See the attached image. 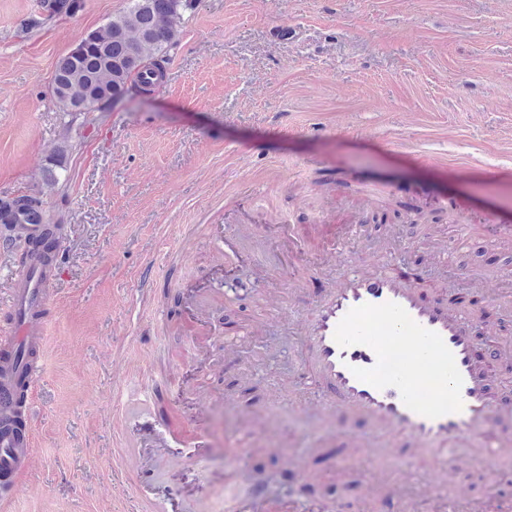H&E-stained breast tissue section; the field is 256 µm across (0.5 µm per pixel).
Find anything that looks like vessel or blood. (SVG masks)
I'll return each instance as SVG.
<instances>
[{"label":"vessel or blood","instance_id":"vessel-or-blood-1","mask_svg":"<svg viewBox=\"0 0 512 512\" xmlns=\"http://www.w3.org/2000/svg\"><path fill=\"white\" fill-rule=\"evenodd\" d=\"M63 238L55 224L0 226V249L11 252L15 264L10 306L0 318L1 504L18 493L17 478L32 460L34 402L28 392L41 374L48 305L60 276L55 249ZM407 247L404 240L352 254L336 247L308 310L270 300L267 320L304 336L313 374L309 382L278 384L272 399L313 408L329 422L346 414L351 425L340 438L357 454L343 456L342 464L392 452L424 459V496L436 512H483L481 498L448 476L460 448L489 463L512 456V433L489 429L492 421L512 417V402L491 386L500 352L477 338L478 316L450 307L422 272H386ZM278 455L297 489L288 499L272 498L267 485L237 468L235 449H227L225 462L234 468L239 491L225 497L224 512H313L305 491L310 474L299 455L291 448ZM409 482L405 475L363 476L358 499L338 496L333 512H408L401 490Z\"/></svg>","mask_w":512,"mask_h":512}]
</instances>
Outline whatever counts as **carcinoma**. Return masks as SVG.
Listing matches in <instances>:
<instances>
[{
    "mask_svg": "<svg viewBox=\"0 0 512 512\" xmlns=\"http://www.w3.org/2000/svg\"><path fill=\"white\" fill-rule=\"evenodd\" d=\"M83 0H43L48 19L72 16ZM192 0H126L123 9L102 28L94 42L75 59L62 56L54 71L51 94L65 112L83 108L99 110L114 99L147 94L163 77V64L178 46L180 8ZM25 224L46 223L41 201L20 195L0 202V224H13L16 216Z\"/></svg>",
    "mask_w": 512,
    "mask_h": 512,
    "instance_id": "carcinoma-1",
    "label": "carcinoma"
}]
</instances>
